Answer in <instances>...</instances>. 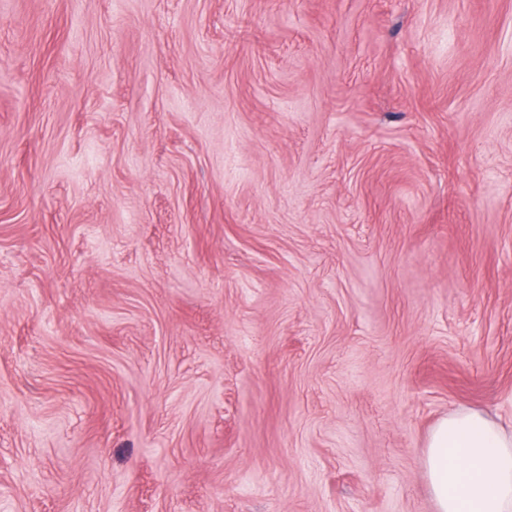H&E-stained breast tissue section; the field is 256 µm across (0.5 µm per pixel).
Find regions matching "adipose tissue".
Returning a JSON list of instances; mask_svg holds the SVG:
<instances>
[{
	"mask_svg": "<svg viewBox=\"0 0 512 512\" xmlns=\"http://www.w3.org/2000/svg\"><path fill=\"white\" fill-rule=\"evenodd\" d=\"M425 476L435 512H512V429L474 408L432 428Z\"/></svg>",
	"mask_w": 512,
	"mask_h": 512,
	"instance_id": "1",
	"label": "adipose tissue"
}]
</instances>
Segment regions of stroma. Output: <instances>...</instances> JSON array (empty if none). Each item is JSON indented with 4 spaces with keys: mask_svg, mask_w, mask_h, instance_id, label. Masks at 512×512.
<instances>
[{
    "mask_svg": "<svg viewBox=\"0 0 512 512\" xmlns=\"http://www.w3.org/2000/svg\"><path fill=\"white\" fill-rule=\"evenodd\" d=\"M512 423V0H0V512H434ZM424 467L435 512L512 511V429L485 412L458 408L441 418Z\"/></svg>",
    "mask_w": 512,
    "mask_h": 512,
    "instance_id": "35a3bbf8",
    "label": "stroma"
}]
</instances>
